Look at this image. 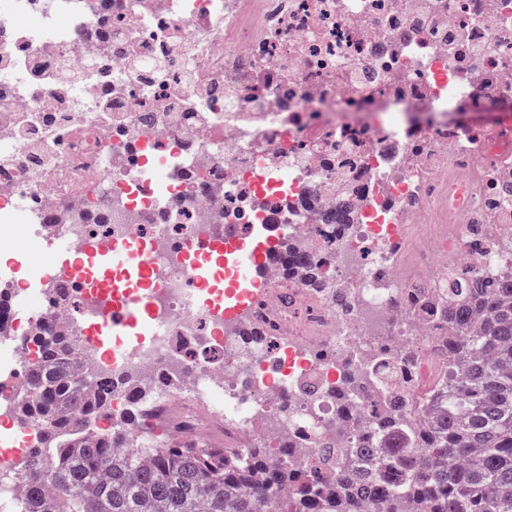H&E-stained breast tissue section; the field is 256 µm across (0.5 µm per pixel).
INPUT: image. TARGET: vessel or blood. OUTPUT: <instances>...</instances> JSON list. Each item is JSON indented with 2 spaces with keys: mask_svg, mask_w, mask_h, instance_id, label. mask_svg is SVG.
Masks as SVG:
<instances>
[{
  "mask_svg": "<svg viewBox=\"0 0 512 512\" xmlns=\"http://www.w3.org/2000/svg\"><path fill=\"white\" fill-rule=\"evenodd\" d=\"M273 245V239L263 236L228 243L188 240L177 247L176 261L191 279L203 286L207 285L214 266L232 267L237 283L227 291L231 303L222 312L234 317L247 313L264 289L265 284L255 270L266 260ZM147 255L145 244L138 240L116 241L76 259L71 258L69 250L60 251V281L82 283L95 304L96 337L148 334V323L158 313L157 298L141 297L138 289L158 285L161 275Z\"/></svg>",
  "mask_w": 512,
  "mask_h": 512,
  "instance_id": "vessel-or-blood-1",
  "label": "vessel or blood"
}]
</instances>
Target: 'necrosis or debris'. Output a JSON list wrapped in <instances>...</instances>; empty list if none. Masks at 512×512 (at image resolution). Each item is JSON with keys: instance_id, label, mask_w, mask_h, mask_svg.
Here are the masks:
<instances>
[{"instance_id": "1", "label": "necrosis or debris", "mask_w": 512, "mask_h": 512, "mask_svg": "<svg viewBox=\"0 0 512 512\" xmlns=\"http://www.w3.org/2000/svg\"><path fill=\"white\" fill-rule=\"evenodd\" d=\"M0 70V227L78 255L139 238L163 271L152 336L79 343L95 372L135 376L116 412L145 405L239 448L310 420L300 453L355 447L358 412L329 387L300 395L306 377H357L362 404L369 363L388 354L420 391L422 375L448 372L434 348L448 326L418 322L419 290L452 262L512 273L496 247L512 236V0H0ZM134 153L166 179L143 180ZM344 178L354 220L340 235L325 215ZM266 225L348 303L267 260L252 313L264 333L247 340L198 300L171 248ZM41 281L36 266L22 283L0 272L1 293L40 291L37 311L0 306L7 417L44 325L67 335L94 320L82 286ZM308 274L306 279V287L310 288V291L317 295L320 299H326L332 304L340 301V295L343 293L341 288L336 287V283L331 278H328L321 270L314 265L306 262L305 265Z\"/></svg>"}]
</instances>
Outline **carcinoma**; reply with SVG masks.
Here are the masks:
<instances>
[{
  "instance_id": "carcinoma-1",
  "label": "carcinoma",
  "mask_w": 512,
  "mask_h": 512,
  "mask_svg": "<svg viewBox=\"0 0 512 512\" xmlns=\"http://www.w3.org/2000/svg\"><path fill=\"white\" fill-rule=\"evenodd\" d=\"M306 287L340 301L316 266ZM416 307L448 321V379L415 399L405 369L384 357L367 385L432 419L374 408L359 447L329 445L293 463L296 425L274 448H214L184 434L135 459L112 441L114 424L130 437L142 428L141 411L112 422V400L134 384L88 373L74 337L44 331L19 416L50 450L26 460L29 512H512V280L450 266Z\"/></svg>"
}]
</instances>
